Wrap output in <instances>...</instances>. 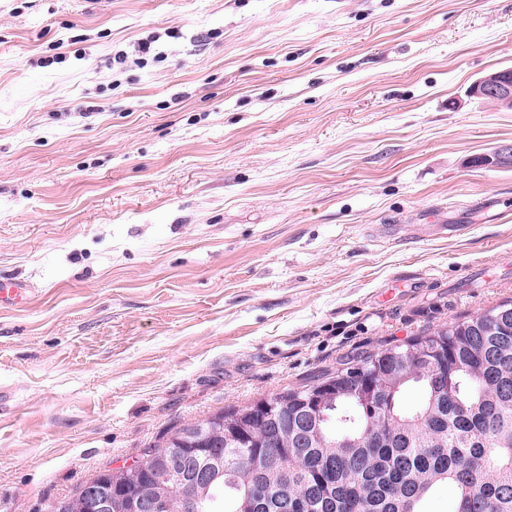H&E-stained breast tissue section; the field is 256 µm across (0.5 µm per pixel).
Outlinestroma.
<instances>
[{
  "instance_id": "obj_1",
  "label": "stroma",
  "mask_w": 512,
  "mask_h": 512,
  "mask_svg": "<svg viewBox=\"0 0 512 512\" xmlns=\"http://www.w3.org/2000/svg\"><path fill=\"white\" fill-rule=\"evenodd\" d=\"M502 68L512 0H0V512L512 300ZM502 71L509 74L510 78L512 77V68L488 72L472 83L469 91L471 97L480 98L477 100L481 103H491L497 107L511 109L512 82L502 77ZM32 288L26 283L13 280H0V307L18 305L28 299Z\"/></svg>"
}]
</instances>
